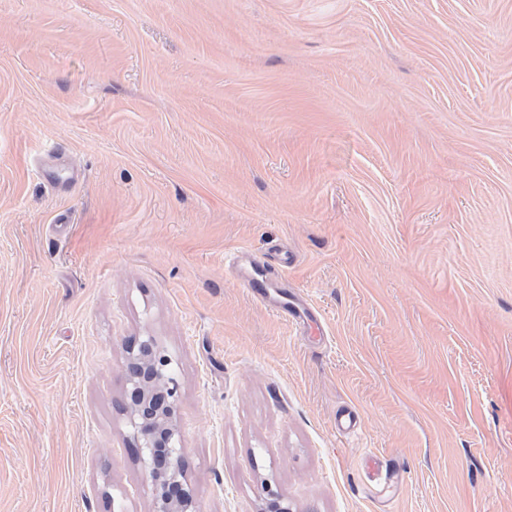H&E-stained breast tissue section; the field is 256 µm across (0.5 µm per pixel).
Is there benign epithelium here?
Returning a JSON list of instances; mask_svg holds the SVG:
<instances>
[{
	"mask_svg": "<svg viewBox=\"0 0 512 512\" xmlns=\"http://www.w3.org/2000/svg\"><path fill=\"white\" fill-rule=\"evenodd\" d=\"M128 361L134 370L125 409L134 430V451L147 452L155 512H197L179 460L177 384L165 375L169 358L160 353L153 337L144 336L129 346Z\"/></svg>",
	"mask_w": 512,
	"mask_h": 512,
	"instance_id": "obj_1",
	"label": "benign epithelium"
}]
</instances>
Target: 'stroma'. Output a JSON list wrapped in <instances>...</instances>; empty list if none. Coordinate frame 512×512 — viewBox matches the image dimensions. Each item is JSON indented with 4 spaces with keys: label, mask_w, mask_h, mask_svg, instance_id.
<instances>
[{
    "label": "stroma",
    "mask_w": 512,
    "mask_h": 512,
    "mask_svg": "<svg viewBox=\"0 0 512 512\" xmlns=\"http://www.w3.org/2000/svg\"><path fill=\"white\" fill-rule=\"evenodd\" d=\"M148 335L200 512H512V0H0V512H154ZM242 285L247 292L276 310L293 324L306 323L310 310L298 301H288L284 279L273 268L261 261H250L242 274Z\"/></svg>",
    "instance_id": "35a3bbf8"
}]
</instances>
